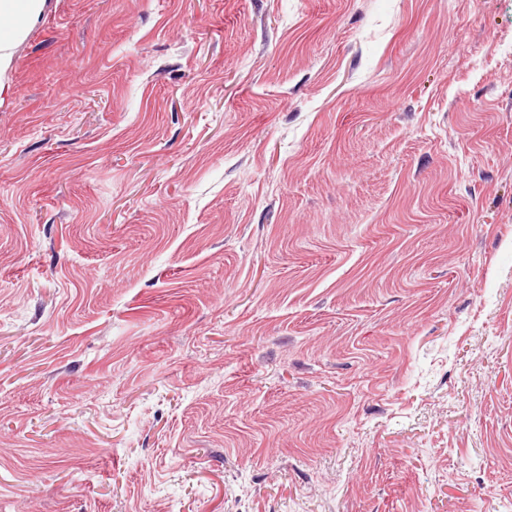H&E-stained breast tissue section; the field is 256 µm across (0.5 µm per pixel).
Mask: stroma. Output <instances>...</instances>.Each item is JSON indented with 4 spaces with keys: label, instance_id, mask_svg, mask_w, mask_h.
Segmentation results:
<instances>
[{
    "label": "stroma",
    "instance_id": "stroma-1",
    "mask_svg": "<svg viewBox=\"0 0 512 512\" xmlns=\"http://www.w3.org/2000/svg\"><path fill=\"white\" fill-rule=\"evenodd\" d=\"M0 97V512H512V0H46Z\"/></svg>",
    "mask_w": 512,
    "mask_h": 512
}]
</instances>
